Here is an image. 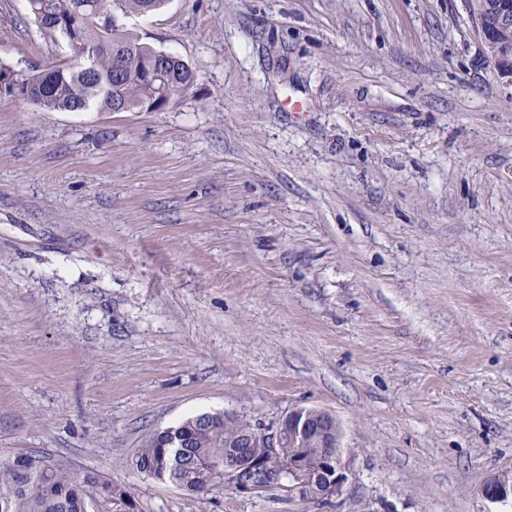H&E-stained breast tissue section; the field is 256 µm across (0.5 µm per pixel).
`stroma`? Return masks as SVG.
I'll return each instance as SVG.
<instances>
[{"label": "stroma", "instance_id": "obj_1", "mask_svg": "<svg viewBox=\"0 0 512 512\" xmlns=\"http://www.w3.org/2000/svg\"><path fill=\"white\" fill-rule=\"evenodd\" d=\"M124 27L193 69L158 112L0 94V453L136 512H512V86L465 0H169ZM72 50L0 0V64ZM328 410L318 505L132 470L190 415ZM482 494L492 500L512 499V472L493 478L482 488Z\"/></svg>", "mask_w": 512, "mask_h": 512}]
</instances>
